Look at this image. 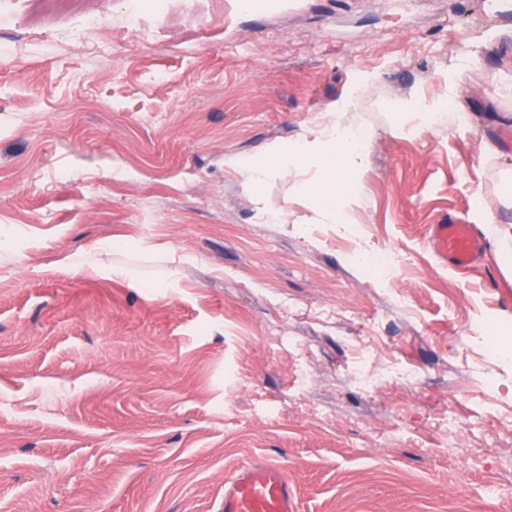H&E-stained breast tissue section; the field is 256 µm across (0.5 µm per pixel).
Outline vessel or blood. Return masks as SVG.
Segmentation results:
<instances>
[{"label": "vessel or blood", "mask_w": 512, "mask_h": 512, "mask_svg": "<svg viewBox=\"0 0 512 512\" xmlns=\"http://www.w3.org/2000/svg\"><path fill=\"white\" fill-rule=\"evenodd\" d=\"M432 243L438 256L457 269L475 267L484 253L483 236L470 224L433 225ZM219 512H298L286 468L273 459L243 462L224 481Z\"/></svg>", "instance_id": "vessel-or-blood-1"}]
</instances>
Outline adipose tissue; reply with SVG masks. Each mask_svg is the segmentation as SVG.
Returning a JSON list of instances; mask_svg holds the SVG:
<instances>
[{
    "label": "adipose tissue",
    "instance_id": "adipose-tissue-1",
    "mask_svg": "<svg viewBox=\"0 0 512 512\" xmlns=\"http://www.w3.org/2000/svg\"><path fill=\"white\" fill-rule=\"evenodd\" d=\"M311 155L315 156L328 175L327 182L312 193L311 207L325 219H338L342 204L349 199L347 177L362 166L363 148L332 135L305 142L297 152L301 159Z\"/></svg>",
    "mask_w": 512,
    "mask_h": 512
}]
</instances>
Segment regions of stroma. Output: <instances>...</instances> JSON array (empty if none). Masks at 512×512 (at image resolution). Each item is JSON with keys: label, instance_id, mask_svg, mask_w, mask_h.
Segmentation results:
<instances>
[{"label": "stroma", "instance_id": "stroma-1", "mask_svg": "<svg viewBox=\"0 0 512 512\" xmlns=\"http://www.w3.org/2000/svg\"><path fill=\"white\" fill-rule=\"evenodd\" d=\"M119 10L0 5V512H216L258 457L298 512H512V359L474 338L512 337V0ZM407 96L456 110L411 139ZM339 121L369 136L336 224L293 149ZM483 206L444 265L432 225ZM367 336L420 385L350 384ZM432 243L438 256L457 269L475 267L484 253V239L471 224L432 225Z\"/></svg>", "mask_w": 512, "mask_h": 512}]
</instances>
